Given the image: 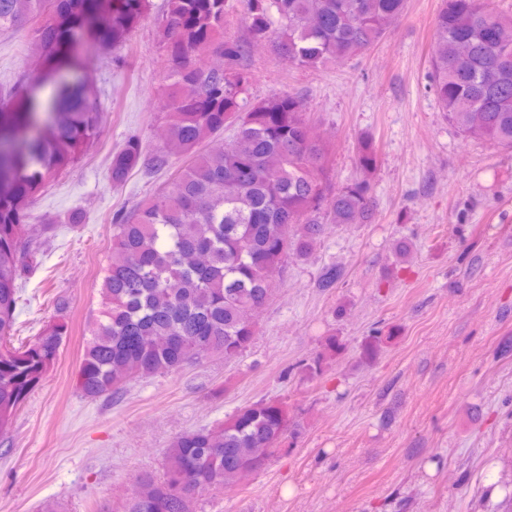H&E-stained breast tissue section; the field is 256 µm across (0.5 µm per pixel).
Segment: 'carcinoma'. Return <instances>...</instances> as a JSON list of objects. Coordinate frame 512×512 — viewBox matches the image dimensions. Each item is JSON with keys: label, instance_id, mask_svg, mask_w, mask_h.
<instances>
[{"label": "carcinoma", "instance_id": "carcinoma-1", "mask_svg": "<svg viewBox=\"0 0 512 512\" xmlns=\"http://www.w3.org/2000/svg\"><path fill=\"white\" fill-rule=\"evenodd\" d=\"M229 0H166L160 19L171 66L160 102L166 138L149 150L137 135L112 153V184L141 166L190 163L163 191L113 222L112 257L102 280L104 307L91 331L76 387L86 397L117 394L131 378L168 374L208 353L232 358L256 335L273 295L267 272L293 254L306 259L326 224L375 217L373 141L359 142V177L333 184L330 143L307 122L302 98L276 92L251 99L242 43L224 35ZM255 43L289 63L317 68L368 51L403 16L407 0H241ZM149 0H0V31L34 25L38 63L77 49L86 33L123 42ZM204 56L219 63H199ZM431 89L464 137L512 148V14L489 0H443L435 21ZM26 89L18 105L0 89V431L54 366L68 324L48 323L22 347L7 346L16 283L37 263L48 227L29 223L28 205L101 132L87 88L43 103ZM224 143L202 150L214 135ZM342 269H323L317 287H336ZM292 426L287 406L259 401L213 428L185 432L165 452L163 478L123 512H192L194 498L169 492L182 481L199 495L235 483L248 461L265 462Z\"/></svg>", "mask_w": 512, "mask_h": 512}]
</instances>
